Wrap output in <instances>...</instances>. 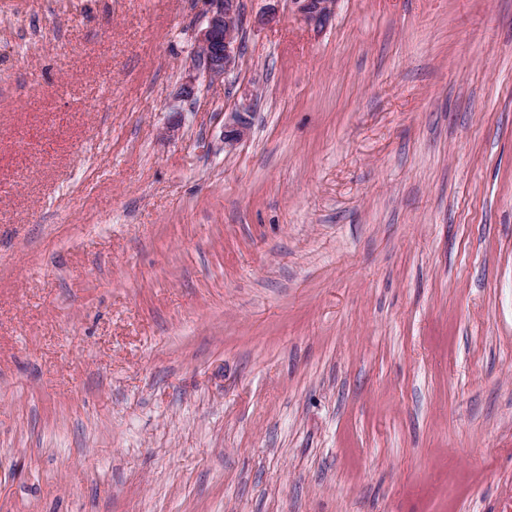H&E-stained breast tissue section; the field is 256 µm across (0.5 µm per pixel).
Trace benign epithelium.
I'll return each mask as SVG.
<instances>
[{"label":"benign epithelium","mask_w":512,"mask_h":512,"mask_svg":"<svg viewBox=\"0 0 512 512\" xmlns=\"http://www.w3.org/2000/svg\"><path fill=\"white\" fill-rule=\"evenodd\" d=\"M206 25L198 31L196 50L187 63L188 79L181 84L179 96L191 99L196 93V77L203 73L219 78L232 72L239 58V31L242 24L240 0H202ZM304 21L316 28L323 26L336 10L338 0H290ZM252 103L250 99L225 116L222 140L234 148L248 133Z\"/></svg>","instance_id":"1"}]
</instances>
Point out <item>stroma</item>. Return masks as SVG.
I'll return each instance as SVG.
<instances>
[{
  "mask_svg": "<svg viewBox=\"0 0 512 512\" xmlns=\"http://www.w3.org/2000/svg\"><path fill=\"white\" fill-rule=\"evenodd\" d=\"M241 2L0 0V512H512V0ZM206 25L198 31L196 50L187 63L188 79L181 84L179 96L191 99L196 93L197 74L219 78L238 64L239 31L242 24L239 0H202ZM339 0H290L304 21L322 27L336 10ZM247 96L245 94L244 102L238 105L235 112H228V115L225 116L222 136L225 149L234 148L248 133L249 122L246 116L250 114L252 103L250 102L251 98L248 99Z\"/></svg>",
  "mask_w": 512,
  "mask_h": 512,
  "instance_id": "35a3bbf8",
  "label": "stroma"
}]
</instances>
